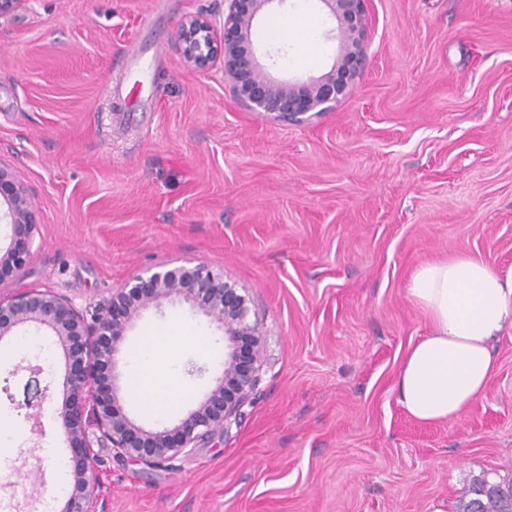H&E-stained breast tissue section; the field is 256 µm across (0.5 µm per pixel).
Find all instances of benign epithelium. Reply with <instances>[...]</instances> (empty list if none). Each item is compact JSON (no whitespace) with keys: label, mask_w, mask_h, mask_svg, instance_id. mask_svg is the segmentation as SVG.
I'll return each mask as SVG.
<instances>
[{"label":"benign epithelium","mask_w":512,"mask_h":512,"mask_svg":"<svg viewBox=\"0 0 512 512\" xmlns=\"http://www.w3.org/2000/svg\"><path fill=\"white\" fill-rule=\"evenodd\" d=\"M224 21L187 16L180 27L177 50L188 68L206 72L224 67L244 105L255 112L297 119L308 112H329L345 95L348 82L328 73L305 83L275 79L258 58L239 53L264 8L286 0H225ZM337 23L338 37L353 47L345 66L357 72L360 45L369 26L367 0H319ZM0 222L13 228V240L0 251V271H18L32 252L36 214L27 187L10 180L0 164ZM183 299L218 324L224 339V372L199 405L172 429L144 428L121 407L114 383L116 356L127 325L141 311ZM36 323L50 330L62 350L68 371V397L56 417L70 447L77 450L73 487L62 512H91L96 465L93 445L151 470L205 443L216 431H229L243 414L259 384L262 332L248 299L224 280V272L205 264L193 268L160 264L127 280L104 312L87 321L67 297L51 290L16 291L0 297V340L17 327Z\"/></svg>","instance_id":"1"}]
</instances>
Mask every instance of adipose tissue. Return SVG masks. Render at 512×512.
<instances>
[{
  "label": "adipose tissue",
  "instance_id": "ef3b65f1",
  "mask_svg": "<svg viewBox=\"0 0 512 512\" xmlns=\"http://www.w3.org/2000/svg\"><path fill=\"white\" fill-rule=\"evenodd\" d=\"M317 18L305 9L272 17L263 30L270 41L310 35ZM411 301L430 332L404 354L398 367V401L414 419L445 423L460 418L484 393L495 372L492 342L512 329V266L496 269L468 255L418 266L407 283ZM204 349L201 335L173 326L139 338L129 351V386L148 414L177 411L186 394L173 372L187 348Z\"/></svg>",
  "mask_w": 512,
  "mask_h": 512
}]
</instances>
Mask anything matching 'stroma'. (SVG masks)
Instances as JSON below:
<instances>
[{"label":"stroma","mask_w":512,"mask_h":512,"mask_svg":"<svg viewBox=\"0 0 512 512\" xmlns=\"http://www.w3.org/2000/svg\"><path fill=\"white\" fill-rule=\"evenodd\" d=\"M29 0L0 19V163L32 193L35 243L0 294L50 289L87 319L162 262L223 269L263 334L260 384L238 425L142 471L97 449L95 512H455L472 478L512 473V330L498 370L459 419L426 424L397 401L407 349L429 324L406 285L423 262L461 253L512 266V0H369L365 63L331 112L284 120L248 110L222 67L176 50L183 19L224 0ZM314 44L251 41L275 78L344 62L322 0ZM180 323L212 355L176 365L194 409L222 373L224 344L190 303L135 318L129 342ZM0 340L11 379L0 417L21 427L0 457L42 467L62 512L71 487L55 410L65 361L36 325ZM19 335V336H20ZM48 357H41V347ZM41 404V434L25 418Z\"/></svg>","instance_id":"stroma-1"}]
</instances>
